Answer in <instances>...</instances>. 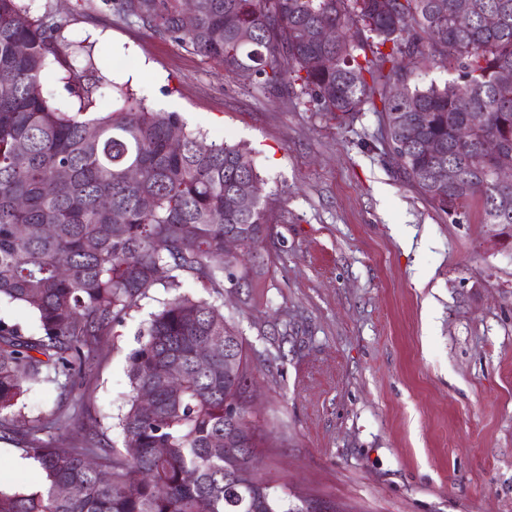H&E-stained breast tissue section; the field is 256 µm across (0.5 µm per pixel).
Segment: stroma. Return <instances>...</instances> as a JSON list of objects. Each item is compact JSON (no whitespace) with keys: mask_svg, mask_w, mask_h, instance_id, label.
I'll return each mask as SVG.
<instances>
[{"mask_svg":"<svg viewBox=\"0 0 512 512\" xmlns=\"http://www.w3.org/2000/svg\"><path fill=\"white\" fill-rule=\"evenodd\" d=\"M25 2L92 48L99 112L127 87L206 141L246 148L264 179L262 279L182 286L222 306L251 349L261 476L343 512H512V244L490 243L482 202L454 219L424 200L372 109L339 125L120 19L116 0ZM173 294L151 288L73 389L32 387L15 426L62 407L74 420L45 440L86 442L91 416L121 447L128 356Z\"/></svg>","mask_w":512,"mask_h":512,"instance_id":"obj_1","label":"stroma"}]
</instances>
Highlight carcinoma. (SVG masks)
I'll return each mask as SVG.
<instances>
[{
	"instance_id": "cac0c4a2",
	"label": "carcinoma",
	"mask_w": 512,
	"mask_h": 512,
	"mask_svg": "<svg viewBox=\"0 0 512 512\" xmlns=\"http://www.w3.org/2000/svg\"><path fill=\"white\" fill-rule=\"evenodd\" d=\"M195 0L185 23L181 0H118L135 20L213 59L227 75L249 70L273 89L300 87L339 124L368 106L380 110L399 171L438 210L460 213L482 201L485 223L502 224L503 194L479 147L496 138L512 150V0ZM338 42L324 44L323 28ZM47 27L23 0H0V298L31 311L39 334L0 321V433L16 432L13 409L33 385L68 386L91 374L114 324L160 283L191 278L210 288H250L263 266L224 255V233L247 247L270 231L264 180L250 153L207 144L175 112H155L115 86L117 107L93 119L98 67L83 46ZM458 72L444 86L410 85L413 60ZM79 107L51 106L43 80L51 63ZM402 84L399 98L388 95ZM181 149L170 148L172 134ZM431 140L426 153L419 141ZM458 168L450 187L434 173ZM151 201L146 208L143 202ZM68 259L65 270L57 261ZM247 365L250 350L221 307L178 293L155 313L128 356L130 393L118 417L122 447L46 442L73 416L58 410L28 420L18 443L45 475L33 492L0 487V512H335L326 501L298 506L240 462L258 447L247 373L224 370V337ZM215 346L198 368L194 350ZM178 380L161 381L171 368ZM154 394L152 409L140 395ZM109 475L106 482L98 470ZM193 474L188 481L185 474Z\"/></svg>"
}]
</instances>
